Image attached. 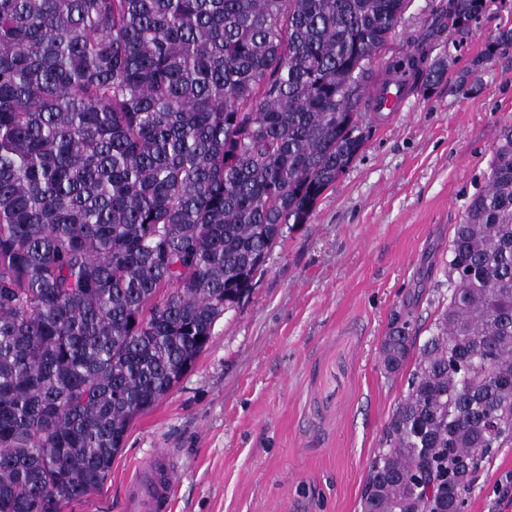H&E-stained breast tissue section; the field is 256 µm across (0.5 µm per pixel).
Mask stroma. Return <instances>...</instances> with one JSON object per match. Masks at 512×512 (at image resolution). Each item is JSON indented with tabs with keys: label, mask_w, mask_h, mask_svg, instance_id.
<instances>
[{
	"label": "stroma",
	"mask_w": 512,
	"mask_h": 512,
	"mask_svg": "<svg viewBox=\"0 0 512 512\" xmlns=\"http://www.w3.org/2000/svg\"><path fill=\"white\" fill-rule=\"evenodd\" d=\"M439 3L411 0L376 73L411 49ZM506 28L512 0H488L469 36L439 38L446 84L382 116L362 106L363 152L273 247L191 371L133 419L101 492L61 512H121L126 478L162 448L178 468L172 512H359L407 390V371H384L382 340L397 315L427 336L448 293L453 226L512 124V49L483 56ZM462 72L465 90L450 89ZM511 472L512 447L499 449L465 512H501L495 483Z\"/></svg>",
	"instance_id": "obj_1"
}]
</instances>
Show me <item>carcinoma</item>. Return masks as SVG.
Here are the masks:
<instances>
[{"instance_id": "1", "label": "carcinoma", "mask_w": 512, "mask_h": 512, "mask_svg": "<svg viewBox=\"0 0 512 512\" xmlns=\"http://www.w3.org/2000/svg\"><path fill=\"white\" fill-rule=\"evenodd\" d=\"M409 0H0V512L106 481L134 417L250 295L284 229L363 152L372 86L445 80ZM486 0H448L460 36ZM512 47V29L487 43ZM447 304L409 357L361 512H453L512 446V125L448 242ZM201 339H196V336ZM440 1L446 0H411L395 34L372 60L377 74H384L389 62L411 49L413 40L428 29Z\"/></svg>"}]
</instances>
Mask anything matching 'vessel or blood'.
Wrapping results in <instances>:
<instances>
[{"label":"vessel or blood","mask_w":512,"mask_h":512,"mask_svg":"<svg viewBox=\"0 0 512 512\" xmlns=\"http://www.w3.org/2000/svg\"><path fill=\"white\" fill-rule=\"evenodd\" d=\"M174 460L161 453L141 468L129 484L127 512H170Z\"/></svg>","instance_id":"1"}]
</instances>
